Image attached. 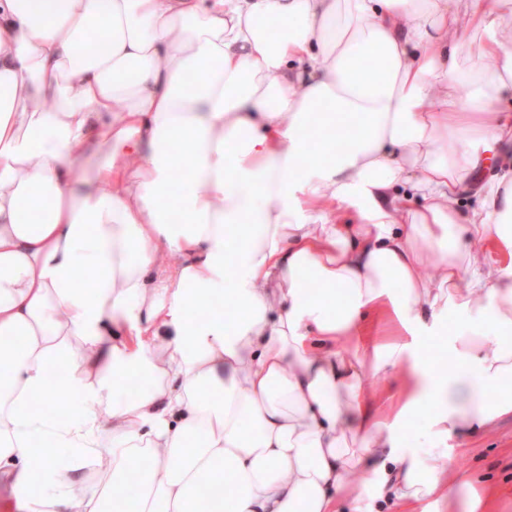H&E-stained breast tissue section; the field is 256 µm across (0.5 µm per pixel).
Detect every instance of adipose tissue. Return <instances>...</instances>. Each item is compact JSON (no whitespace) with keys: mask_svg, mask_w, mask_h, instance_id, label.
I'll return each mask as SVG.
<instances>
[{"mask_svg":"<svg viewBox=\"0 0 512 512\" xmlns=\"http://www.w3.org/2000/svg\"><path fill=\"white\" fill-rule=\"evenodd\" d=\"M511 413L512 49L478 0H0L16 512H493L448 443Z\"/></svg>","mask_w":512,"mask_h":512,"instance_id":"1","label":"adipose tissue"}]
</instances>
